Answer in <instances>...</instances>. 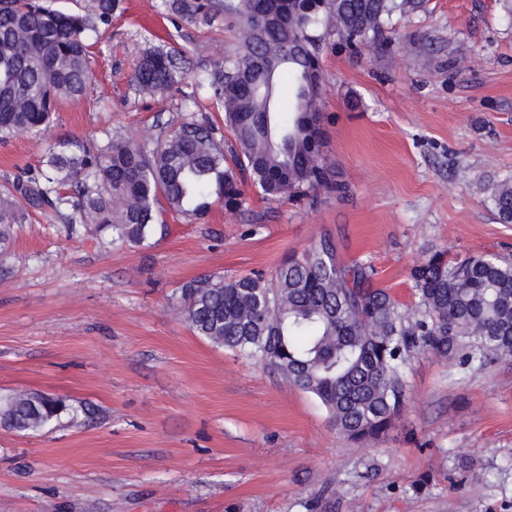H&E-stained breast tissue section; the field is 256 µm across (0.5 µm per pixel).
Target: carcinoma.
<instances>
[{
	"instance_id": "1",
	"label": "carcinoma",
	"mask_w": 512,
	"mask_h": 512,
	"mask_svg": "<svg viewBox=\"0 0 512 512\" xmlns=\"http://www.w3.org/2000/svg\"><path fill=\"white\" fill-rule=\"evenodd\" d=\"M122 0H90L63 12L53 0H0V140L45 129L60 104L88 95L93 80L89 40ZM421 0H159L175 27L235 29L236 51L190 75L184 51L148 49L130 77L143 95L179 89L177 122L136 141L65 139L37 169L0 185V272L13 225L38 214L50 224L93 227L115 246H146L168 232L163 214L203 220L214 203L240 210L243 186L265 198L314 201L347 185L324 154L321 130L323 41L375 51L397 14ZM294 87L293 116L281 118L277 88ZM224 113L234 143L210 113ZM499 221L512 224V180L494 185ZM375 269L344 264L331 238L291 253L274 275L186 283L175 310L211 344L277 370L315 396L336 430L353 443L385 436L406 401V370L421 352L458 368L512 361V258L485 252L449 261L431 253L411 271L416 301L406 307L374 285ZM0 396V427L37 432L69 405L35 394Z\"/></svg>"
}]
</instances>
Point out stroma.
Instances as JSON below:
<instances>
[{
    "label": "stroma",
    "instance_id": "1",
    "mask_svg": "<svg viewBox=\"0 0 512 512\" xmlns=\"http://www.w3.org/2000/svg\"><path fill=\"white\" fill-rule=\"evenodd\" d=\"M124 5L92 48L93 93L41 133L0 141V179L63 139L153 137L176 100L132 88L148 46L173 38L195 70L237 47L227 27L174 31L156 0ZM388 37L379 53L323 48V151L346 195L270 201L248 185L243 210L170 220L147 247L38 217L15 225L0 394H54L71 410L38 432L0 428V512H512V363L461 373L415 356L393 428L354 445L310 394L172 311L184 283L272 275L324 235L408 306L410 270L435 250L512 254V224L490 201L512 180L503 0H424Z\"/></svg>",
    "mask_w": 512,
    "mask_h": 512
}]
</instances>
